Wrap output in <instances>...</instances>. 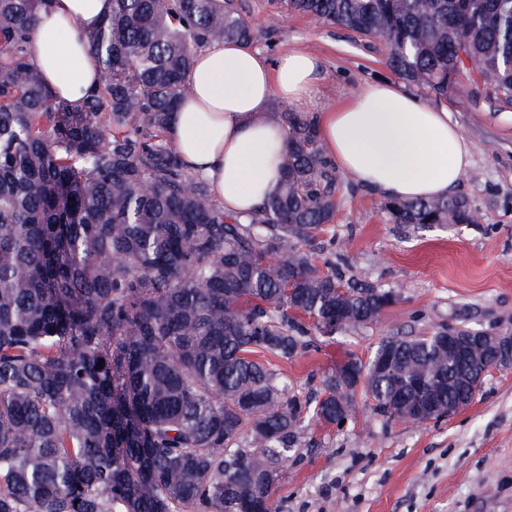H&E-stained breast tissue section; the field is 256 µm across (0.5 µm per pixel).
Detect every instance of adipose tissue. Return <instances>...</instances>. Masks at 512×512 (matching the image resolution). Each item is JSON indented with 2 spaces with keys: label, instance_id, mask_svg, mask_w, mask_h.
Masks as SVG:
<instances>
[{
  "label": "adipose tissue",
  "instance_id": "ef3b65f1",
  "mask_svg": "<svg viewBox=\"0 0 512 512\" xmlns=\"http://www.w3.org/2000/svg\"><path fill=\"white\" fill-rule=\"evenodd\" d=\"M111 10L112 0H45L38 13L32 61L73 108H82L101 81L89 36ZM188 86L168 137L228 213L258 210L279 183L287 134L264 116L276 98L312 111L324 156L389 199L447 196L472 163L447 109L425 105L404 83H373L320 109V62L303 51L274 66L249 45L214 43L197 53Z\"/></svg>",
  "mask_w": 512,
  "mask_h": 512
}]
</instances>
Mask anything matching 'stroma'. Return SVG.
<instances>
[{
    "label": "stroma",
    "instance_id": "obj_1",
    "mask_svg": "<svg viewBox=\"0 0 512 512\" xmlns=\"http://www.w3.org/2000/svg\"><path fill=\"white\" fill-rule=\"evenodd\" d=\"M236 6L260 29L258 49L270 62L297 49L320 60L325 104L394 77L370 38L288 14L278 0ZM447 108L472 150L455 191L483 223H389L383 196L337 173L335 219L308 251L315 263L333 261L343 282L390 288L395 297L376 323L316 337L294 358L259 353L287 374L298 399H314L325 374L350 356L369 359L390 336L450 327L512 334V121L467 72ZM333 238L345 250L330 253ZM281 471L274 496L282 512H512V367L490 368L470 405L420 427L386 420L357 395L343 426L306 427Z\"/></svg>",
    "mask_w": 512,
    "mask_h": 512
}]
</instances>
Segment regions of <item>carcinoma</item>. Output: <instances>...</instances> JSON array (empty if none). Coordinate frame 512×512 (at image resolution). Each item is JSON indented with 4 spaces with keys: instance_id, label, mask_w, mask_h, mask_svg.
Returning a JSON list of instances; mask_svg holds the SVG:
<instances>
[{
    "instance_id": "cac0c4a2",
    "label": "carcinoma",
    "mask_w": 512,
    "mask_h": 512,
    "mask_svg": "<svg viewBox=\"0 0 512 512\" xmlns=\"http://www.w3.org/2000/svg\"><path fill=\"white\" fill-rule=\"evenodd\" d=\"M42 0H0V512H280L305 419L357 389L388 419L472 403L440 335L388 337L324 376L314 403L254 353L292 358L372 323L393 290L342 287L305 250L336 215L315 124L288 108L282 180L224 212L166 141L197 53L260 31L232 0H112L90 36L103 80L77 111L31 61ZM380 41L435 103L477 75L512 107V0H283ZM392 224H480L463 195L389 201ZM278 264L270 265V257ZM104 365H99V361Z\"/></svg>"
}]
</instances>
